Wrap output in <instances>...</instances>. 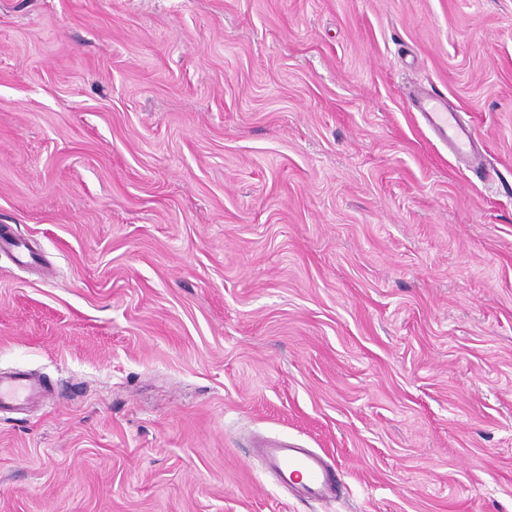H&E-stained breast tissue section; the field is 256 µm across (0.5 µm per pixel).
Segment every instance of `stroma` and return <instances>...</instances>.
<instances>
[{"instance_id": "stroma-1", "label": "stroma", "mask_w": 512, "mask_h": 512, "mask_svg": "<svg viewBox=\"0 0 512 512\" xmlns=\"http://www.w3.org/2000/svg\"><path fill=\"white\" fill-rule=\"evenodd\" d=\"M5 227L0 512H512V0H0ZM421 114L427 126L440 140L451 147L457 157L472 158L470 131L460 124L455 113L448 112V108L438 94L431 93L423 101ZM42 391L41 385L24 374L10 377L0 376V409L16 405L38 396ZM261 453L284 482L291 484L294 476H300L297 483L308 499L333 498L341 485L338 471L317 452L274 440L264 445Z\"/></svg>"}]
</instances>
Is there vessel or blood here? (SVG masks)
<instances>
[{"label":"vessel or blood","instance_id":"vessel-or-blood-1","mask_svg":"<svg viewBox=\"0 0 512 512\" xmlns=\"http://www.w3.org/2000/svg\"><path fill=\"white\" fill-rule=\"evenodd\" d=\"M421 114L427 126L451 147L457 157L472 158L470 131L460 124L455 113L448 111L439 95L429 94L421 105ZM41 391V385L27 375L0 376V409L28 401ZM261 453L284 482L301 477L300 488L306 498L334 497L341 485L338 471L317 452L274 440L264 445Z\"/></svg>","mask_w":512,"mask_h":512}]
</instances>
